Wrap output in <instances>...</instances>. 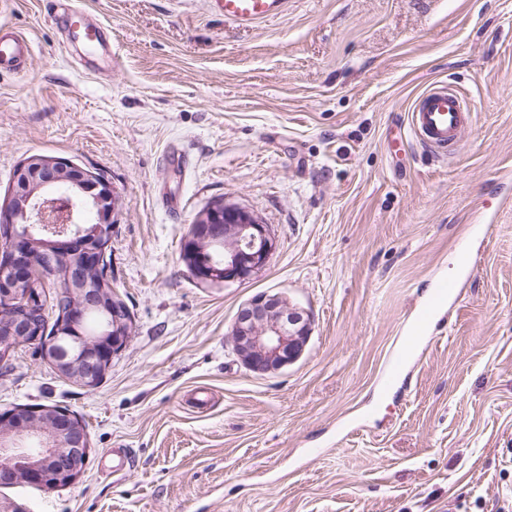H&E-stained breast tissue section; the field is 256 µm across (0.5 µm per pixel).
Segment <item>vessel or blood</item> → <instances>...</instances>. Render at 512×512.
I'll return each mask as SVG.
<instances>
[{
    "instance_id": "b4317fda",
    "label": "vessel or blood",
    "mask_w": 512,
    "mask_h": 512,
    "mask_svg": "<svg viewBox=\"0 0 512 512\" xmlns=\"http://www.w3.org/2000/svg\"><path fill=\"white\" fill-rule=\"evenodd\" d=\"M225 24L250 30L284 16L289 0H219ZM65 23L84 26L87 40L85 53L78 59L86 71L99 73L112 67V37L110 31L100 25L85 21L81 8L68 5ZM31 55L29 39L9 31L0 33V70H18ZM472 121L471 113L452 87H433L420 94L414 101L408 116L409 134L412 140L432 156L453 154Z\"/></svg>"
}]
</instances>
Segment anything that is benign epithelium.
<instances>
[{
    "label": "benign epithelium",
    "instance_id": "benign-epithelium-1",
    "mask_svg": "<svg viewBox=\"0 0 512 512\" xmlns=\"http://www.w3.org/2000/svg\"><path fill=\"white\" fill-rule=\"evenodd\" d=\"M119 201L100 175L59 158H31L19 168L7 202L0 205V223L7 242H0V302L17 304L13 283L30 278L32 266L23 261L27 242L43 236L47 253L60 250L79 258L82 266L69 274L66 292L80 304L66 311V322L46 338L19 317L0 333V364L9 365L17 344L39 348L43 357L65 377L93 389L112 358L131 335L133 315L114 297L112 323L92 344L73 347L62 337L81 338L86 311L101 304L100 291L83 271L107 260ZM95 224L94 231L85 228ZM278 248L271 225L247 207L216 202L190 225L181 257L193 277L204 285L244 284L262 272ZM312 334V318L280 293L260 292L237 310L228 332L233 352L249 371L264 375L295 363ZM28 423L8 410L0 411V485L28 484L56 489L82 475L78 460L89 456L86 429L71 412L60 409L36 446L26 437Z\"/></svg>",
    "mask_w": 512,
    "mask_h": 512
}]
</instances>
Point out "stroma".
Segmentation results:
<instances>
[{
	"label": "stroma",
	"mask_w": 512,
	"mask_h": 512,
	"mask_svg": "<svg viewBox=\"0 0 512 512\" xmlns=\"http://www.w3.org/2000/svg\"><path fill=\"white\" fill-rule=\"evenodd\" d=\"M112 35L85 74L51 0H0L34 45L0 72V202L33 154L101 173L121 208L113 289L134 323L102 383L33 346L0 374V410L55 404L87 425L75 484L0 487L26 512H512V0H292L249 32L215 0H76ZM473 124L447 160L406 134L433 84ZM182 151L186 171L165 167ZM177 195L181 211L166 209ZM279 246L241 286L180 258L216 200ZM456 289L423 332L436 283ZM261 291L308 310L302 357L246 370L228 331ZM406 354L390 392L381 384ZM129 453L112 469V451Z\"/></svg>",
	"instance_id": "35a3bbf8"
}]
</instances>
